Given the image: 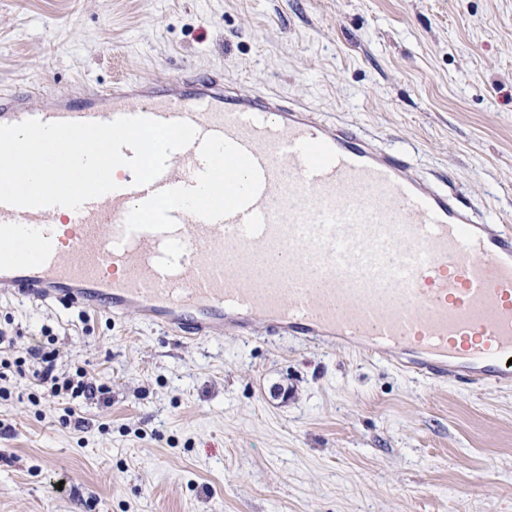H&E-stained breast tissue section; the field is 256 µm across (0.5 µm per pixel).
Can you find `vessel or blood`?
Wrapping results in <instances>:
<instances>
[{"mask_svg":"<svg viewBox=\"0 0 512 512\" xmlns=\"http://www.w3.org/2000/svg\"><path fill=\"white\" fill-rule=\"evenodd\" d=\"M123 116L186 121L198 136L150 185L127 176L63 213L0 204L12 243L0 250V288L131 313L188 341L248 336L260 317L273 333L427 381L512 383L511 225L481 223L351 125L214 72L52 101L0 90V125ZM219 149L223 169L205 167ZM227 181L231 194H218Z\"/></svg>","mask_w":512,"mask_h":512,"instance_id":"vessel-or-blood-1","label":"vessel or blood"}]
</instances>
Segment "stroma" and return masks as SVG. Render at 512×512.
Returning <instances> with one entry per match:
<instances>
[{
    "instance_id": "stroma-1",
    "label": "stroma",
    "mask_w": 512,
    "mask_h": 512,
    "mask_svg": "<svg viewBox=\"0 0 512 512\" xmlns=\"http://www.w3.org/2000/svg\"><path fill=\"white\" fill-rule=\"evenodd\" d=\"M218 70L350 124L512 225V0H0V88ZM107 402L0 381V512H512V385L460 390L259 331L189 343L0 293Z\"/></svg>"
}]
</instances>
